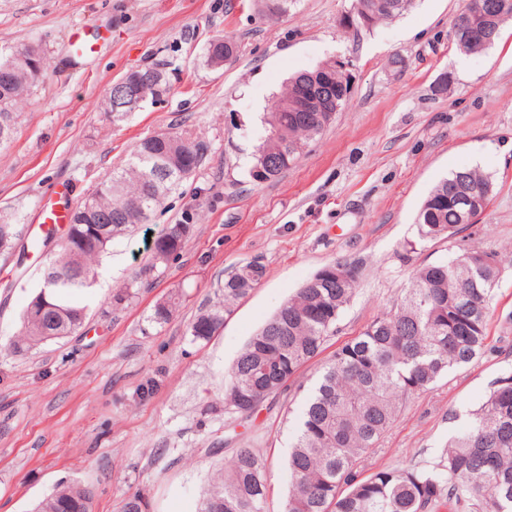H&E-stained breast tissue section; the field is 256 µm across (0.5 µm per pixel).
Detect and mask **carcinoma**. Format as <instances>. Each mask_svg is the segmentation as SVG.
Returning a JSON list of instances; mask_svg holds the SVG:
<instances>
[{"instance_id": "1", "label": "carcinoma", "mask_w": 512, "mask_h": 512, "mask_svg": "<svg viewBox=\"0 0 512 512\" xmlns=\"http://www.w3.org/2000/svg\"><path fill=\"white\" fill-rule=\"evenodd\" d=\"M412 0H354L356 24L368 15L365 30L402 15ZM481 0H464L454 16L451 44L471 55L488 49L476 42L459 45V23L485 22ZM32 45L0 47V146L8 143L18 120L16 109L34 87L18 67ZM237 54V47L217 38L204 49ZM303 74L288 78L277 100L293 99ZM351 87L335 93L329 112H267L251 153L248 177L262 183L276 178L302 154L309 142L334 123ZM211 144L190 128L160 132L140 140L125 164L112 170L72 212L76 233H67L43 279L46 306L33 318L23 313L22 341L36 344L68 336L81 327L85 308L73 297L94 286L93 263L113 243L141 224H148L163 200L201 168ZM492 175L461 169L440 180L417 217L419 240L449 238L460 226L477 222L479 213L463 219L451 191L489 199ZM112 214L99 226L82 219L87 210ZM190 231L175 224L152 247L151 268H165L182 249ZM17 224L0 223V251L13 248ZM336 263L323 266L320 282L306 283L248 341L233 363L224 387V412L249 416L274 401L307 362L336 335L337 324L355 293L358 278L336 281ZM266 274L262 264L239 267L219 286L217 301L187 326L192 341H206L224 324L236 301L257 288ZM499 280L497 254L462 255L416 268L400 298L359 334L337 348L306 397L288 454L291 488L283 512H512V373L494 382L485 400L471 413L468 428L448 440L439 460L429 467H379L367 477L359 467L398 420L409 398L435 385L450 371L480 358L487 349L488 321ZM174 303L163 302L148 319L162 324ZM269 466L257 449H234L224 470L205 489L201 512H212L211 498H224V512H265ZM33 512H92L81 498V485L58 487Z\"/></svg>"}]
</instances>
